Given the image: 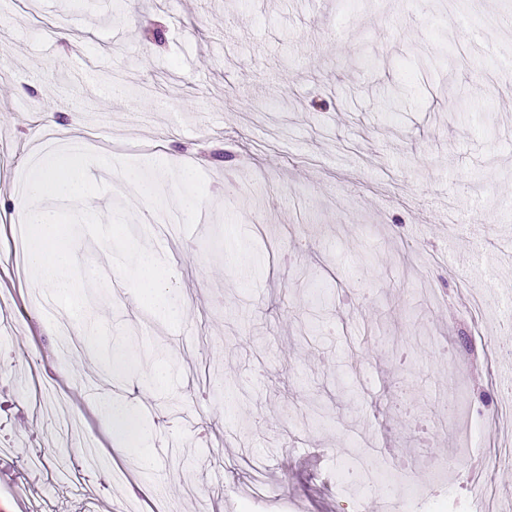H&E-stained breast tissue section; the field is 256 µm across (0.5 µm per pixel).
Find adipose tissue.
I'll return each mask as SVG.
<instances>
[{
    "mask_svg": "<svg viewBox=\"0 0 512 512\" xmlns=\"http://www.w3.org/2000/svg\"><path fill=\"white\" fill-rule=\"evenodd\" d=\"M98 411L108 423L113 443L121 445L122 455L138 457L143 467H152L153 458L142 446L149 432L139 423L138 399L116 401L104 397L98 402Z\"/></svg>",
    "mask_w": 512,
    "mask_h": 512,
    "instance_id": "ef3b65f1",
    "label": "adipose tissue"
}]
</instances>
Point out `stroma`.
Listing matches in <instances>:
<instances>
[{"instance_id":"stroma-1","label":"stroma","mask_w":512,"mask_h":512,"mask_svg":"<svg viewBox=\"0 0 512 512\" xmlns=\"http://www.w3.org/2000/svg\"><path fill=\"white\" fill-rule=\"evenodd\" d=\"M0 67V217L47 132L193 165L206 186L193 230L167 176L163 210L130 214L171 269L179 326L83 233L79 263L105 284L85 282L96 333L75 326L68 354L66 313L0 228V512H342L352 461L418 512H478L476 480L512 512V462L494 459L512 441L496 391L512 369V0H6ZM117 338L140 367L87 391ZM160 360L162 393L143 370ZM36 375L79 433L38 410ZM102 394L139 399L153 475L113 481L128 460ZM447 456L455 470L431 467Z\"/></svg>"}]
</instances>
